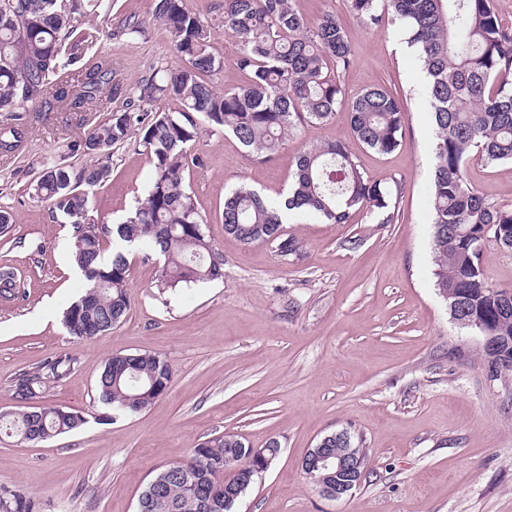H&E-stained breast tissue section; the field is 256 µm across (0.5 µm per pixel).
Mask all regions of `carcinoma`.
Returning <instances> with one entry per match:
<instances>
[{
    "label": "carcinoma",
    "mask_w": 512,
    "mask_h": 512,
    "mask_svg": "<svg viewBox=\"0 0 512 512\" xmlns=\"http://www.w3.org/2000/svg\"><path fill=\"white\" fill-rule=\"evenodd\" d=\"M350 12L369 26L389 18L404 25L427 73L425 92L434 127L430 250L435 286L447 304L478 317L502 339L503 357L488 362L491 372H512V309L493 297L482 277L485 243L512 250V208L489 203L467 174L471 157L487 165L512 161V32L501 25L494 0H348ZM99 0H0V112L43 98L49 77L74 65L96 39L87 18ZM177 56L176 71L139 86L137 101L177 102L142 127V141L154 167L146 196L120 224H97L90 215L89 190L111 174L101 161L127 140L140 119L134 111L113 114L83 144L92 158L78 173L63 165L43 169L34 195L51 204L72 226V255L84 279L82 296L63 312L62 323L77 342L91 340L123 321L130 310L131 263L128 248L143 246V259L163 260L160 286L213 281L222 277L224 254L205 235L204 220L185 184L198 117L231 133L256 159L269 158L283 139L303 123H327L348 106L355 138L389 154L402 145L405 110L382 86L351 102L334 68L349 62L350 45L334 14L309 20L293 0H220L208 19L189 11L184 0H155ZM238 39L237 67L247 80L224 92L206 77L223 69L213 52V22ZM112 67L104 63L61 84L52 98L68 112L106 104ZM22 127L0 129V154L19 150ZM287 206L345 224L350 213H386L391 191L369 179L353 152L328 141L300 154ZM276 203L242 184L224 198V232L245 244L288 241ZM115 242L107 256L103 240ZM77 356L47 358L12 380L17 409L0 413V429L31 442L45 441L86 423L79 413L36 407L34 399L67 377ZM168 360L151 353L109 359L98 382L99 401L116 412L144 411L169 386ZM278 449L250 448L234 435L210 439L193 449L187 463H173L156 474L161 491L144 496L140 512H231L254 483L256 467L274 462ZM0 512H37L34 499L0 486Z\"/></svg>",
    "instance_id": "obj_1"
}]
</instances>
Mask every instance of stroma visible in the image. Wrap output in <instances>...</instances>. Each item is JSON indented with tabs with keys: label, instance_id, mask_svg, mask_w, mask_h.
I'll return each mask as SVG.
<instances>
[{
	"label": "stroma",
	"instance_id": "stroma-1",
	"mask_svg": "<svg viewBox=\"0 0 512 512\" xmlns=\"http://www.w3.org/2000/svg\"><path fill=\"white\" fill-rule=\"evenodd\" d=\"M90 24L98 39L79 62H112L117 91L105 108L63 112L39 100L0 112V127L24 125L15 153L0 154V208L12 214L0 237V270L13 272L17 299L0 301V412L14 410L11 382L64 352L78 363L36 401L81 413L85 424L40 443L0 432V486L31 496L39 512H136L154 475L189 461L205 440L232 434L252 448L281 452L233 512H512V374L490 376L480 336L451 318L433 276L429 248L433 125L426 74L404 29L371 28L348 0H296L310 18L335 14L351 46L335 73L347 99L383 85L407 111L401 147L379 154L352 134L346 111L306 123L265 161L247 157L222 127L202 124L190 146L197 164L185 181L224 253L221 279L174 292L157 287L159 263L130 256L131 308L92 340L73 342L64 310L82 293L72 228L33 199L42 170H80L81 144L111 114L127 111L140 84L180 66L154 15V0H106ZM143 36L123 35L126 21ZM224 62L217 90L240 85L237 39L211 28ZM341 140L365 174L391 188L393 219L358 211L344 224L294 212L283 226L298 258L275 245L224 233V194L248 184L269 200L287 193L297 156ZM111 176L91 193L97 223L126 218L146 194L153 163L142 132L113 147ZM468 174L492 204L512 206V162L471 158ZM155 353L172 367L168 390L146 411L104 419L97 381L116 354ZM346 431L367 451L359 486L338 500L319 494L301 461L327 435Z\"/></svg>",
	"mask_w": 512,
	"mask_h": 512
}]
</instances>
